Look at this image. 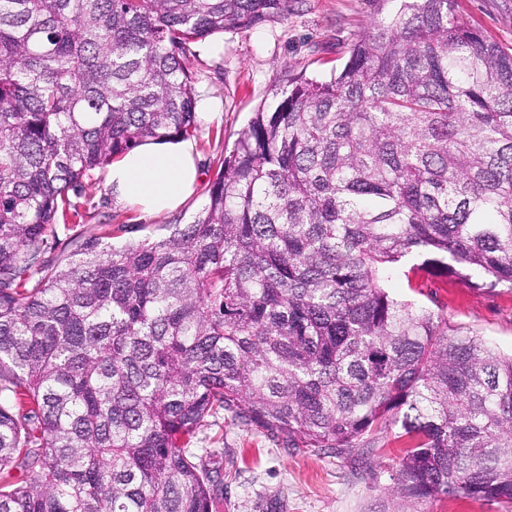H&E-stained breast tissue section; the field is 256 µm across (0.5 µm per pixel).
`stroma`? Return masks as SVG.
<instances>
[{
    "mask_svg": "<svg viewBox=\"0 0 512 512\" xmlns=\"http://www.w3.org/2000/svg\"><path fill=\"white\" fill-rule=\"evenodd\" d=\"M379 0H296L287 17L247 30L227 31L197 43L193 66L197 99L211 98L216 114L198 122L190 140L200 158L201 180L194 195L173 212L144 217L116 202L106 170L71 198L46 246L48 257L70 249L79 236L113 230L122 245L162 233L168 224H189L203 212L207 190L225 155L258 107H274L272 91L298 75L328 79L349 56L352 44L377 15ZM457 14L512 52V0H456ZM420 257L406 258L417 267ZM390 285L396 297L442 310L452 328L481 336L503 354L512 353V291L471 288L455 277L416 274ZM195 447L207 449L209 468L221 471L224 487L214 512H390L385 489L399 460L393 438L380 439L373 454L342 456L285 447L282 440L221 411L198 432Z\"/></svg>",
    "mask_w": 512,
    "mask_h": 512,
    "instance_id": "1",
    "label": "stroma"
}]
</instances>
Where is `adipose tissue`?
Here are the masks:
<instances>
[{
	"mask_svg": "<svg viewBox=\"0 0 512 512\" xmlns=\"http://www.w3.org/2000/svg\"><path fill=\"white\" fill-rule=\"evenodd\" d=\"M199 180L194 146L182 139L145 140L113 162L107 174L115 199L147 215L178 208Z\"/></svg>",
	"mask_w": 512,
	"mask_h": 512,
	"instance_id": "obj_1",
	"label": "adipose tissue"
}]
</instances>
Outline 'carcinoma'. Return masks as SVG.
<instances>
[{
    "label": "carcinoma",
    "instance_id": "carcinoma-1",
    "mask_svg": "<svg viewBox=\"0 0 512 512\" xmlns=\"http://www.w3.org/2000/svg\"><path fill=\"white\" fill-rule=\"evenodd\" d=\"M290 3L0 0V512H212L219 410L315 453L394 437L391 512L512 504V355L385 287L422 254L512 290V54L455 0L275 91L193 223L45 256L69 192L197 131L195 44ZM420 512H512L510 504L440 496L417 505Z\"/></svg>",
    "mask_w": 512,
    "mask_h": 512
}]
</instances>
